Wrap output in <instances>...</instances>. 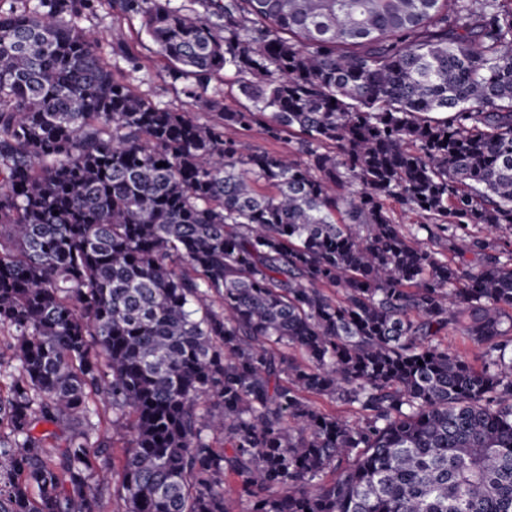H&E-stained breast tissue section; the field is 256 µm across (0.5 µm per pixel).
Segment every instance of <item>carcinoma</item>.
Listing matches in <instances>:
<instances>
[{
  "label": "carcinoma",
  "instance_id": "1",
  "mask_svg": "<svg viewBox=\"0 0 512 512\" xmlns=\"http://www.w3.org/2000/svg\"><path fill=\"white\" fill-rule=\"evenodd\" d=\"M511 310L512 0H0V512H512ZM139 18H118L109 7L103 6L95 15L80 22L97 44L106 63L112 64V39L122 38L134 47L140 60V69L131 81L138 91L153 103L171 108H187L184 82L166 74V62L155 53V47L147 39ZM162 74V76H160ZM214 92L217 98L223 101L226 110H237L248 104V101L241 95L232 72L224 73L222 71L210 82L208 93L213 94ZM448 345V350L466 357L473 363L479 364L480 349L477 345L467 340L460 333H449L448 337L443 340Z\"/></svg>",
  "mask_w": 512,
  "mask_h": 512
}]
</instances>
